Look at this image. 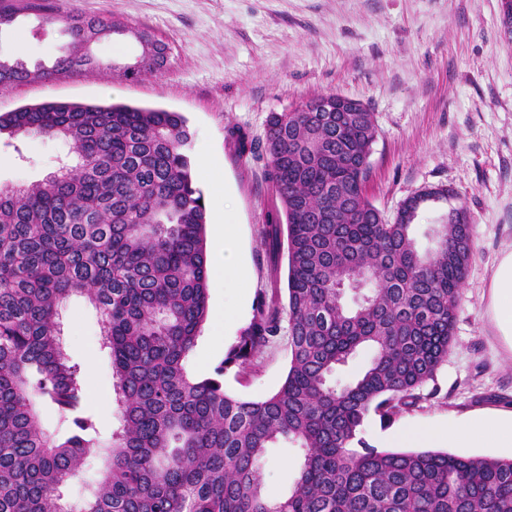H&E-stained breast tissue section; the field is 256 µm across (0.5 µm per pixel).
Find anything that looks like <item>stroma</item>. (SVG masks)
<instances>
[{
	"label": "stroma",
	"mask_w": 512,
	"mask_h": 512,
	"mask_svg": "<svg viewBox=\"0 0 512 512\" xmlns=\"http://www.w3.org/2000/svg\"><path fill=\"white\" fill-rule=\"evenodd\" d=\"M85 15H109L150 31L168 47L159 76L135 81L119 73L84 70L0 94V113L52 100L114 102L181 113L192 133L191 159L207 206L225 210L236 232L232 248L249 271L236 286L209 279V318L186 361L195 378L212 376L253 319L262 298L287 294L288 259L271 265L265 243L279 199L266 178L262 143L270 113L287 112L326 94L363 102L377 121L367 198L385 218L431 186L452 189L470 222L473 256L456 312L448 359L413 407L382 421L369 414L361 437L390 451H435L512 457V447L478 448L448 441L424 445L400 439L404 430L460 423L481 412L512 411V343L492 311V275L512 248V38L500 0H75ZM34 16L19 14L0 34V54L48 62L67 43L62 24L38 41ZM245 135L247 150L230 134ZM25 160L0 142V185L33 183L69 161V144L32 139ZM230 310L220 324L215 311ZM62 342L72 361L93 364L87 406L97 433L118 426L112 366L96 310L71 299L60 315ZM288 370L286 340L267 347L245 368L224 377L225 390L245 400L274 393ZM301 451L282 440L261 467L266 495H287Z\"/></svg>",
	"instance_id": "1"
}]
</instances>
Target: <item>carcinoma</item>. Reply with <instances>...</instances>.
<instances>
[{
  "mask_svg": "<svg viewBox=\"0 0 512 512\" xmlns=\"http://www.w3.org/2000/svg\"><path fill=\"white\" fill-rule=\"evenodd\" d=\"M34 13L35 39L58 21L48 0H3L0 18ZM109 37L118 20L66 12L67 51L31 68L0 56V90L81 68L112 72L74 29ZM61 139L75 164L0 186V512H512V458L378 450L359 438L415 404L448 359L473 243L440 224L419 250L407 223L365 196L373 112H272L264 150L287 226V302L261 301L215 368L185 360L208 315L207 207L179 112L47 101L0 114V135ZM272 258L279 213L268 220ZM364 290L355 304L344 289ZM87 299L110 350L120 426L93 437L86 374L64 353L59 315ZM287 321L289 364L261 400L224 390ZM350 383L330 376L360 350ZM280 439L302 450L291 492L262 494L260 464ZM101 458L78 503L65 487Z\"/></svg>",
  "mask_w": 512,
  "mask_h": 512,
  "instance_id": "obj_1",
  "label": "carcinoma"
}]
</instances>
